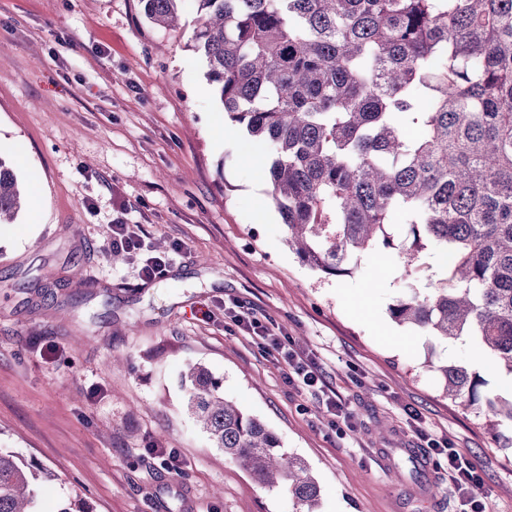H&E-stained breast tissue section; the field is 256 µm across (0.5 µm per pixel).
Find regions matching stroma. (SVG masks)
<instances>
[{"instance_id": "1", "label": "stroma", "mask_w": 512, "mask_h": 512, "mask_svg": "<svg viewBox=\"0 0 512 512\" xmlns=\"http://www.w3.org/2000/svg\"><path fill=\"white\" fill-rule=\"evenodd\" d=\"M180 16L163 29L141 0H0V158L28 187L0 226V448L55 474L42 512L75 493L93 512H299L195 426L181 374L199 362L306 462L318 512H512V460L437 367L464 362L489 392L502 375L470 340L390 316L436 288L443 258L408 269L379 245L342 276L302 262L269 200L267 151L207 80L195 10ZM122 206L146 253L169 258L163 277L113 263L103 241ZM233 300L309 356L349 419L289 384L225 318ZM420 431L476 464L479 503L451 493Z\"/></svg>"}]
</instances>
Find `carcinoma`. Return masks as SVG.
Wrapping results in <instances>:
<instances>
[{"label": "carcinoma", "mask_w": 512, "mask_h": 512, "mask_svg": "<svg viewBox=\"0 0 512 512\" xmlns=\"http://www.w3.org/2000/svg\"><path fill=\"white\" fill-rule=\"evenodd\" d=\"M171 28L184 0H141ZM193 51L230 119L269 146L265 177L288 245L341 274L377 244L406 264L446 256L434 293L392 319L466 337L512 378V0H193ZM26 191L0 158V224ZM402 219L403 239L391 226ZM445 395L512 424V390L482 393L461 364ZM188 410L215 447L263 485L317 512L320 489L278 435L224 397L203 365L184 373ZM58 476L0 449V512H40L34 485Z\"/></svg>", "instance_id": "1"}]
</instances>
